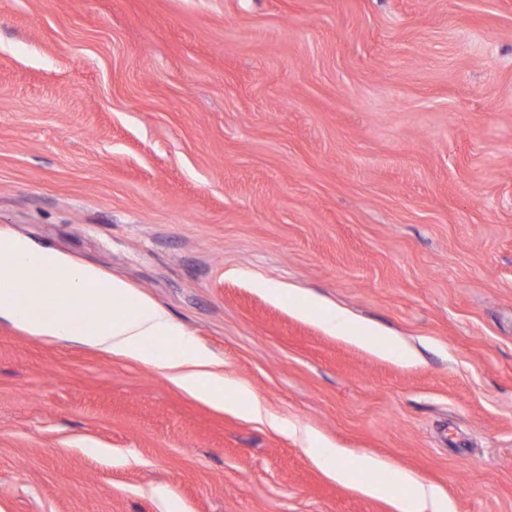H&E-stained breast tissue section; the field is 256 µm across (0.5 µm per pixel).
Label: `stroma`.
<instances>
[{"label":"stroma","instance_id":"1","mask_svg":"<svg viewBox=\"0 0 512 512\" xmlns=\"http://www.w3.org/2000/svg\"><path fill=\"white\" fill-rule=\"evenodd\" d=\"M0 230L123 279L284 423L0 320V512H395L304 429L512 512V0H0ZM262 287L261 290L289 307L306 309V312H308L311 317L317 318L322 327L331 334L346 335L339 337L350 339L355 343H362L366 337L373 335L368 332L366 327L354 329L351 317L336 311V309L323 306L313 301L301 300L289 290L286 291L283 288H272L267 285H262Z\"/></svg>","mask_w":512,"mask_h":512}]
</instances>
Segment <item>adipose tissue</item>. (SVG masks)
<instances>
[{"mask_svg": "<svg viewBox=\"0 0 512 512\" xmlns=\"http://www.w3.org/2000/svg\"><path fill=\"white\" fill-rule=\"evenodd\" d=\"M270 294L282 303L306 310L331 334L356 343L369 332L354 327L350 316L322 304L297 298L282 288ZM54 301L56 313L33 320L31 312ZM0 319L33 330L38 336L75 339L90 349L140 363L154 360L153 345L174 339L179 350L164 361L168 380L177 388L219 411L254 420L268 413L249 390L233 383L216 362L168 313L117 277L101 275L61 253L35 246L28 239L0 233ZM308 450L338 482L363 475L360 489L375 498H393L397 512H441L437 492L420 484L409 472L393 470L377 480L382 461L351 457L345 449L307 436Z\"/></svg>", "mask_w": 512, "mask_h": 512, "instance_id": "adipose-tissue-1", "label": "adipose tissue"}]
</instances>
